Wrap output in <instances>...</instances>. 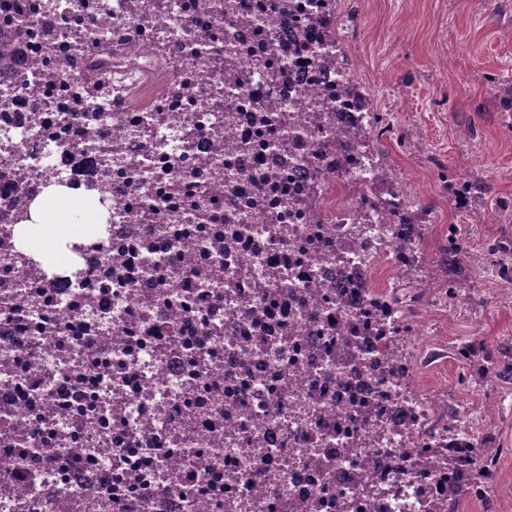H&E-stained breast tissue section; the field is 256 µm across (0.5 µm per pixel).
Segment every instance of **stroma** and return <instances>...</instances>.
Here are the masks:
<instances>
[{
    "label": "stroma",
    "mask_w": 512,
    "mask_h": 512,
    "mask_svg": "<svg viewBox=\"0 0 512 512\" xmlns=\"http://www.w3.org/2000/svg\"><path fill=\"white\" fill-rule=\"evenodd\" d=\"M339 36L373 93L401 97L395 123L428 148L427 159L411 167L406 147L373 143L435 211L438 222L420 246L441 279L457 286L445 308L426 313L405 353L418 387L446 390L449 415L472 424L482 450L495 459L494 493L463 500L460 512H512V128L484 95L485 75L512 82V0H369ZM450 173L476 175L485 184L471 223L459 224L448 211ZM488 208L496 223H483ZM454 223L464 250L490 253L492 265L445 261ZM462 343L475 346L473 363L457 360Z\"/></svg>",
    "instance_id": "35a3bbf8"
}]
</instances>
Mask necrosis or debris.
Wrapping results in <instances>:
<instances>
[{
	"label": "necrosis or debris",
	"instance_id": "obj_1",
	"mask_svg": "<svg viewBox=\"0 0 512 512\" xmlns=\"http://www.w3.org/2000/svg\"><path fill=\"white\" fill-rule=\"evenodd\" d=\"M0 10V512H423L446 392L401 322L442 300L435 224L368 151L393 98L337 0H24ZM98 63L95 93L84 77ZM94 189L106 234L49 265L16 219ZM214 221L192 223L193 209ZM410 276L397 305L362 288ZM358 332L361 369L334 360ZM377 420L339 433L353 402Z\"/></svg>",
	"mask_w": 512,
	"mask_h": 512
}]
</instances>
